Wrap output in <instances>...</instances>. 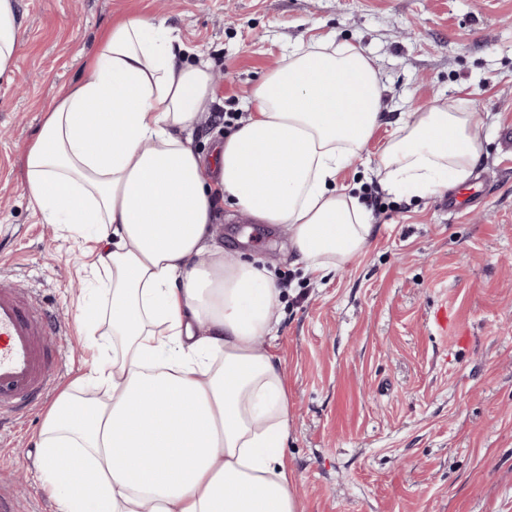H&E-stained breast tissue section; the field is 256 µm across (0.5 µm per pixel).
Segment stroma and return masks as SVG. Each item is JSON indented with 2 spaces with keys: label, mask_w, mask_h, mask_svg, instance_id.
<instances>
[{
  "label": "stroma",
  "mask_w": 512,
  "mask_h": 512,
  "mask_svg": "<svg viewBox=\"0 0 512 512\" xmlns=\"http://www.w3.org/2000/svg\"><path fill=\"white\" fill-rule=\"evenodd\" d=\"M12 81L0 80V279L53 312V394L91 354L75 327L83 243L42 223L23 155L61 87L112 20L167 19L186 61H211L215 98L192 146L210 155L250 89L303 43L335 35L373 57L391 119L442 100L485 138L467 181L366 201L364 253L310 279L282 230L218 206L228 251L287 278L270 346L288 393V465L303 512H512V0H22ZM392 132L381 126L337 186L366 189ZM451 309L454 332L433 322ZM468 336L457 344L456 334ZM51 396L0 427V486L29 512H57L36 443Z\"/></svg>",
  "instance_id": "35a3bbf8"
}]
</instances>
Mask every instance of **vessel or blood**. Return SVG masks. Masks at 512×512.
Here are the masks:
<instances>
[{"instance_id": "b4317fda", "label": "vessel or blood", "mask_w": 512, "mask_h": 512, "mask_svg": "<svg viewBox=\"0 0 512 512\" xmlns=\"http://www.w3.org/2000/svg\"><path fill=\"white\" fill-rule=\"evenodd\" d=\"M54 324L0 282V413L26 408L49 384L56 364L44 348Z\"/></svg>"}]
</instances>
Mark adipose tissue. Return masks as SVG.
<instances>
[{"label":"adipose tissue","mask_w":512,"mask_h":512,"mask_svg":"<svg viewBox=\"0 0 512 512\" xmlns=\"http://www.w3.org/2000/svg\"><path fill=\"white\" fill-rule=\"evenodd\" d=\"M21 0H0V78L15 68ZM165 20L111 25L83 78L57 93L23 161L47 224H67L110 277L112 299L75 320L112 341L46 416L37 454L57 512H300L274 336L281 294L265 265L225 254L217 203L288 234L316 277L363 250L372 226L336 185L386 117L375 60L323 37L251 89L247 115L210 159L191 145L215 96ZM483 129L452 101L408 113L376 160L384 190L464 182ZM102 398L80 396L84 386Z\"/></svg>","instance_id":"obj_1"}]
</instances>
